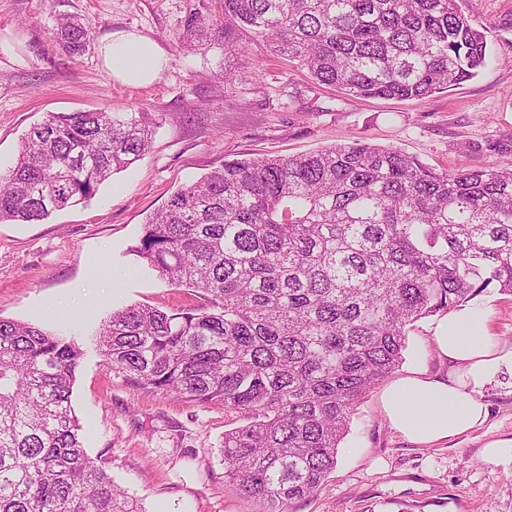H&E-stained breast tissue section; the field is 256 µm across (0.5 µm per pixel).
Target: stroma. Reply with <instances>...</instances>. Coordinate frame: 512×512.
I'll return each mask as SVG.
<instances>
[{"label":"stroma","instance_id":"35a3bbf8","mask_svg":"<svg viewBox=\"0 0 512 512\" xmlns=\"http://www.w3.org/2000/svg\"><path fill=\"white\" fill-rule=\"evenodd\" d=\"M488 31L490 65L478 77L425 98L361 99L314 84L306 71L250 35L228 30L231 45L259 62L258 76L211 80L219 56L182 44L193 12L222 18V0H0V166L22 135L49 112L146 110L163 118L149 151L113 174L90 200L35 224L0 223V318L31 322L78 339L86 355L72 404L85 448L143 512H258L226 476L225 431L247 424L223 405L184 402L133 386L104 366L94 339L112 310L145 304L165 311L207 305L201 292L175 287L135 251L147 217L181 185L224 161L290 156L360 140L390 146L439 172L512 167V0H458ZM75 14L94 47L70 56L56 45L55 16ZM137 31L163 47L167 64L144 86L115 81L97 47L109 33ZM116 271L117 298L101 278ZM492 313L485 332L512 346V295L477 294ZM69 310L38 315L41 303ZM435 320L410 325L398 375H445L432 340ZM379 390L358 407L337 465L319 491L290 512H512V449L488 459L487 444L512 439V369L483 390L489 417L432 448L408 442L385 418Z\"/></svg>","mask_w":512,"mask_h":512}]
</instances>
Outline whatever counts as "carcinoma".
Returning a JSON list of instances; mask_svg holds the SVG:
<instances>
[{
  "mask_svg": "<svg viewBox=\"0 0 512 512\" xmlns=\"http://www.w3.org/2000/svg\"><path fill=\"white\" fill-rule=\"evenodd\" d=\"M234 26L314 83L416 98L488 66L486 28L457 0H224L186 36L226 55ZM56 41L93 38L59 15ZM152 112H48L0 170V223H37L95 195L149 149ZM136 252L210 307L130 305L96 332L104 365L134 385L222 403L225 474L260 512H288L333 472L350 419L399 368L407 327L493 285L512 293V167L437 172L360 141L233 159L174 191ZM73 336L0 319V512H142L84 448L72 406Z\"/></svg>",
  "mask_w": 512,
  "mask_h": 512,
  "instance_id": "obj_1",
  "label": "carcinoma"
}]
</instances>
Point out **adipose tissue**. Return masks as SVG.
Returning a JSON list of instances; mask_svg holds the SVG:
<instances>
[{
	"instance_id": "adipose-tissue-1",
	"label": "adipose tissue",
	"mask_w": 512,
	"mask_h": 512,
	"mask_svg": "<svg viewBox=\"0 0 512 512\" xmlns=\"http://www.w3.org/2000/svg\"><path fill=\"white\" fill-rule=\"evenodd\" d=\"M100 53L112 76L130 84L154 82L166 63L156 41L133 31L107 35ZM486 319V309L476 306L440 318L433 340L451 366L449 373L399 378L382 391L381 406L388 422L409 442L437 445L486 421L488 408L481 390L502 365H512V349H503L482 335Z\"/></svg>"
}]
</instances>
